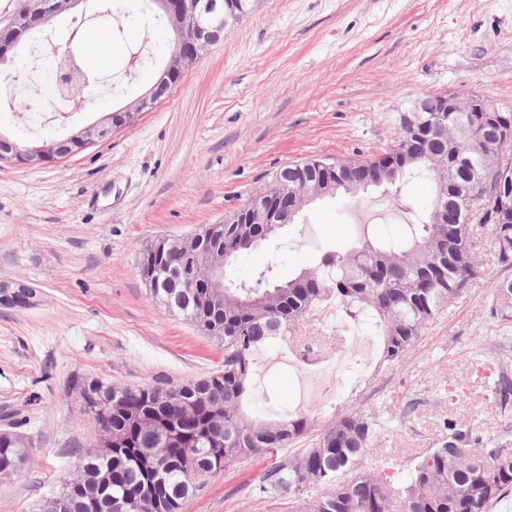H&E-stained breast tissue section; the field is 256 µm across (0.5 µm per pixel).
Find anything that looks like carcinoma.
Wrapping results in <instances>:
<instances>
[{
	"label": "carcinoma",
	"instance_id": "1",
	"mask_svg": "<svg viewBox=\"0 0 512 512\" xmlns=\"http://www.w3.org/2000/svg\"><path fill=\"white\" fill-rule=\"evenodd\" d=\"M444 132L420 153H409L407 129L386 154L340 159L335 172L348 173L336 191L357 194L370 187L401 189L413 174L447 180L419 223L402 239L340 253L326 251L319 262L279 284L258 279L252 288L224 289V303L208 305V289L186 281L170 288L167 263L147 245L140 273L155 274L152 298L207 335L224 343V369L178 384L78 385L84 413L98 432L112 436V456L101 449H72L76 478L64 483L47 512H181L205 483L242 456H270L261 492L285 512H491L512 492V453L483 448L482 435L453 421L435 448L406 464L378 453L383 422L375 414L344 413L311 440L310 447L285 449L307 435L308 419L290 414L256 423L242 411L252 380V355L260 347L293 342L312 311L336 299L345 314L368 315L383 336L381 363L401 365L442 307L466 290L478 260L469 234L464 196L483 198L480 229L490 232L496 263L512 268V206L498 198L504 182L501 161L512 156L511 112H450ZM321 158L287 165L288 185L311 183ZM267 224L224 225V263L267 240ZM496 313L512 320V294L495 288ZM488 358L480 371L492 381L503 410L512 405V379ZM176 423L180 440H162L164 421ZM31 440L0 432V478L17 474ZM321 490L306 499L312 489Z\"/></svg>",
	"mask_w": 512,
	"mask_h": 512
}]
</instances>
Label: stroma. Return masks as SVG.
I'll return each instance as SVG.
<instances>
[{"instance_id": "stroma-1", "label": "stroma", "mask_w": 512, "mask_h": 512, "mask_svg": "<svg viewBox=\"0 0 512 512\" xmlns=\"http://www.w3.org/2000/svg\"><path fill=\"white\" fill-rule=\"evenodd\" d=\"M86 0L54 19L58 44H71L92 83L75 124L135 102L170 61L171 29L123 0ZM96 30L112 48L108 66L68 23ZM423 94L476 95L512 112V0H251L224 40L189 65L168 96L103 142L59 162L0 164V284L32 291L27 305L0 303V431L23 420L29 459L0 480V512H46L76 473L72 451L96 443L73 390L180 383L224 367V347L150 297L139 275L142 249L181 238L225 217L271 185L288 163L309 157H366L391 149L399 116ZM22 94L0 106V133L24 144L62 138L72 125L32 126ZM410 210L386 190L338 195L306 206L293 224L224 269L225 282L251 284L273 264L279 279L312 267L323 250L405 236L439 191L420 178L405 188ZM467 292L427 326L406 362H379L373 320L365 338L325 372L318 392H301L288 348L254 351L247 416L276 421L311 411L315 430L336 414L377 413L379 445L407 460L435 447L444 420L484 429L487 448L512 449V409L476 364L491 354L512 367V323L494 314L495 286L507 271L487 235ZM298 335L313 354L335 360L345 330L319 310ZM264 458L242 459L209 480L184 512H280L258 487Z\"/></svg>"}]
</instances>
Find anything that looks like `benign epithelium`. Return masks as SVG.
Segmentation results:
<instances>
[{
	"label": "benign epithelium",
	"mask_w": 512,
	"mask_h": 512,
	"mask_svg": "<svg viewBox=\"0 0 512 512\" xmlns=\"http://www.w3.org/2000/svg\"><path fill=\"white\" fill-rule=\"evenodd\" d=\"M82 0H27L16 13L10 26L0 31V62L17 53L26 36L65 13ZM153 8L166 18L177 35V43L170 64L164 69L149 92L136 103L114 110L99 122L75 128L61 141L31 142L25 147L0 136V162H17L23 165H46L56 163L96 142L109 137L114 131L135 122L141 112L158 102L169 90L172 79L184 67L195 61L201 52L224 39L226 28L236 23L244 14L239 0H151ZM53 63L61 83H70L78 88L88 85L82 80V69L76 63V55L70 48L61 52L54 50ZM486 102L475 96L460 97L455 94L425 95L417 97L412 109L405 116V125L410 137L426 144L437 134L435 114L438 112H488ZM267 196L259 195L263 201V223L285 224L288 214L279 207L266 202ZM201 234L190 237L160 238L157 251L167 254L179 249V259L174 266L179 276L177 286L196 276L201 269L207 274L209 287L224 294V261L200 256L187 244L198 240Z\"/></svg>",
	"instance_id": "1"
}]
</instances>
